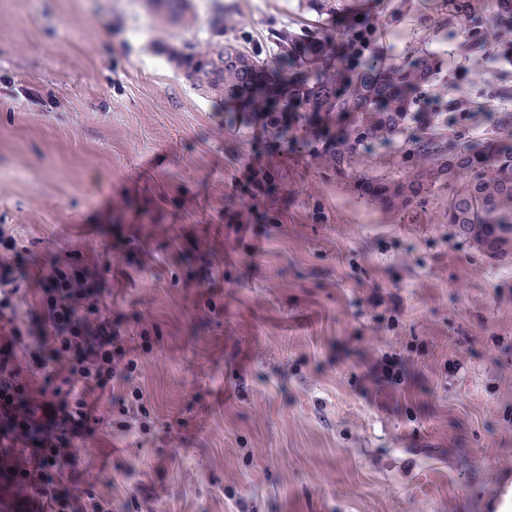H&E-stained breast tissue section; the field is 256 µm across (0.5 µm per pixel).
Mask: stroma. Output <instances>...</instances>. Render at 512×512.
Wrapping results in <instances>:
<instances>
[{
	"label": "stroma",
	"mask_w": 512,
	"mask_h": 512,
	"mask_svg": "<svg viewBox=\"0 0 512 512\" xmlns=\"http://www.w3.org/2000/svg\"><path fill=\"white\" fill-rule=\"evenodd\" d=\"M407 0L383 36L493 64L425 28ZM223 7L225 35L208 25ZM313 17L299 0H0V258L14 307L45 323L41 284L84 267L108 329L138 355L128 386L87 392L79 468L59 489L112 512H492L512 479V260L449 224L448 193L405 214L332 182L311 157L233 123L171 48L237 42Z\"/></svg>",
	"instance_id": "obj_1"
}]
</instances>
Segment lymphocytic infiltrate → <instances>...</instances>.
Masks as SVG:
<instances>
[{"label":"lymphocytic infiltrate","mask_w":512,"mask_h":512,"mask_svg":"<svg viewBox=\"0 0 512 512\" xmlns=\"http://www.w3.org/2000/svg\"><path fill=\"white\" fill-rule=\"evenodd\" d=\"M43 291L49 315L43 334L16 324L7 346L0 348V421L7 425L0 436V459H16L14 485L44 501L48 512H75L57 484L64 473L76 470L87 403L82 394L55 385L57 368L101 389L115 378L130 383V411L143 416L147 410L141 389L131 383L139 362L107 331L99 300L88 293L82 273L56 271ZM31 373L45 381L36 395L27 380Z\"/></svg>","instance_id":"lymphocytic-infiltrate-1"}]
</instances>
